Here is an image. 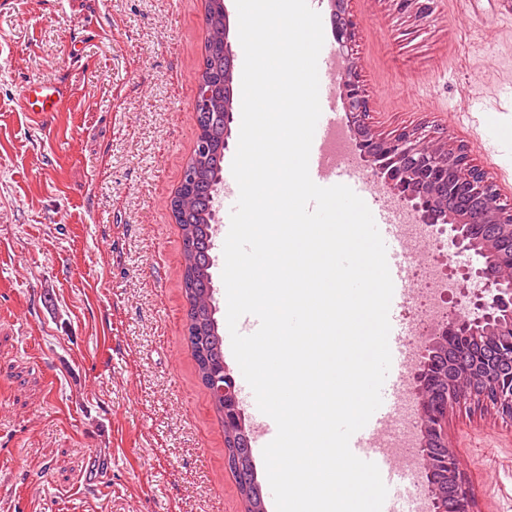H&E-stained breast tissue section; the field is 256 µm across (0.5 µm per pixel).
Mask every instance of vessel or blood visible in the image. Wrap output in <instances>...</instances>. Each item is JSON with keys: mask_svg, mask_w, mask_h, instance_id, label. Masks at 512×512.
I'll return each instance as SVG.
<instances>
[{"mask_svg": "<svg viewBox=\"0 0 512 512\" xmlns=\"http://www.w3.org/2000/svg\"><path fill=\"white\" fill-rule=\"evenodd\" d=\"M322 87L319 94L321 116L313 137L309 173L319 186L336 184L349 186L366 204H373L379 196L377 185L368 178L366 169L358 160L351 159L336 164H328L327 143L330 136L339 129L346 128L347 121L337 103V81L341 74V60L331 44H324L318 59ZM69 89L61 82H33L27 85L24 94V109L41 115L62 112L67 108ZM376 226L385 242L387 262L394 285L389 316L391 330L389 347L392 355L391 368L382 387V404L369 422L350 439V449L359 458L376 463L386 485H394L400 480L403 465L391 448L385 447L384 438L391 430L396 413L407 400V369L411 357L410 329H407L396 314L401 300L409 295L408 263L405 255L397 249L403 239L402 226L395 211L382 206Z\"/></svg>", "mask_w": 512, "mask_h": 512, "instance_id": "obj_1", "label": "vessel or blood"}]
</instances>
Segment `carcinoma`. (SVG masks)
Returning <instances> with one entry per match:
<instances>
[{"instance_id":"obj_1","label":"carcinoma","mask_w":512,"mask_h":512,"mask_svg":"<svg viewBox=\"0 0 512 512\" xmlns=\"http://www.w3.org/2000/svg\"><path fill=\"white\" fill-rule=\"evenodd\" d=\"M222 0H206L207 38L196 81L216 87L212 106L194 110L196 145L183 170L178 192L170 209L182 238L181 288L188 303L186 339L196 372L206 388L224 383V330L217 318L213 298L212 242L216 213L212 198L224 172V84H234L224 60V7ZM225 463L235 475L246 512H267L263 487L258 481L251 444L228 426H223Z\"/></svg>"}]
</instances>
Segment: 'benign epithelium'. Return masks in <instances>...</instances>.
Returning a JSON list of instances; mask_svg holds the SVG:
<instances>
[{"label":"benign epithelium","mask_w":512,"mask_h":512,"mask_svg":"<svg viewBox=\"0 0 512 512\" xmlns=\"http://www.w3.org/2000/svg\"><path fill=\"white\" fill-rule=\"evenodd\" d=\"M345 18V25L335 30L334 35L339 54L345 60L340 96L350 120L358 157L366 163L369 175L388 189L401 207L412 210L420 223L433 228L431 246L439 247L441 236L446 234L456 249L478 256V265L463 272L461 279L453 280L454 286L462 289L471 279L483 282L484 291L473 298V315L461 318L450 310L444 312L435 333L423 338L413 370L421 431L430 436L435 446L445 449V453L434 455L425 440L419 442L418 452L427 469L428 499L435 506V512H473L474 489L466 481L458 455L448 441V412L463 401L477 399L491 403L501 415L512 418V373H489L485 388L476 392L469 387V379L473 370L483 367L477 354L469 365L448 370L444 404L433 408L429 403L427 369L439 345L446 344L452 350L462 341L473 345L488 343L494 346L500 358L512 361V211L505 214L493 206L488 211H475L460 219L450 217L448 223L440 224L433 204L418 195L415 182L424 179L434 185L450 186L452 176L464 177L470 181L468 196L486 201L494 191L488 173L480 171L470 176L467 160L455 154H444L434 131L418 128L391 137L373 133L366 139L359 136L358 125L371 128V102L353 57L355 23L350 14L346 13ZM214 393L224 400V420L252 436L229 369H224V384L214 389ZM438 473L445 474L453 486V496L446 502L438 497L435 482Z\"/></svg>","instance_id":"7a95c632"}]
</instances>
